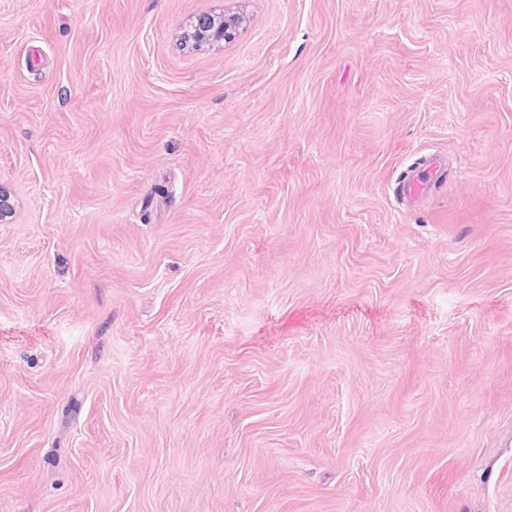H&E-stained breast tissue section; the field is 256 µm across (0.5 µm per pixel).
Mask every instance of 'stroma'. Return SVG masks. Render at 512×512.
<instances>
[{
	"label": "stroma",
	"mask_w": 512,
	"mask_h": 512,
	"mask_svg": "<svg viewBox=\"0 0 512 512\" xmlns=\"http://www.w3.org/2000/svg\"><path fill=\"white\" fill-rule=\"evenodd\" d=\"M0 185V512H512V0H0ZM246 22L247 16L242 10L203 13L181 33L180 39L196 50L223 48L224 42L231 40ZM441 168L440 161L433 156H424L399 177L396 193L406 205H413L431 194L436 175Z\"/></svg>",
	"instance_id": "obj_1"
}]
</instances>
